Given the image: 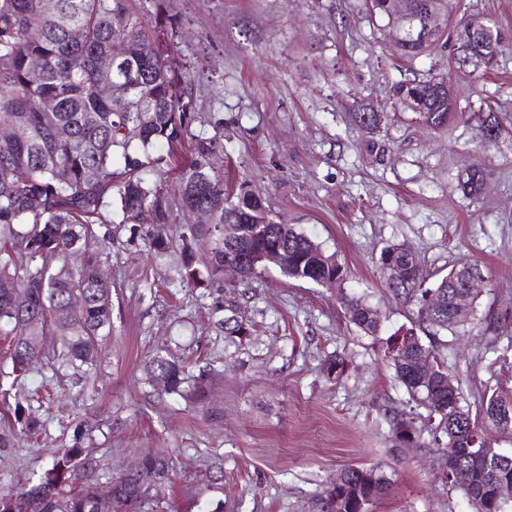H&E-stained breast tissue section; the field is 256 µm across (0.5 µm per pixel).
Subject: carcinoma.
<instances>
[{
	"label": "carcinoma",
	"mask_w": 512,
	"mask_h": 512,
	"mask_svg": "<svg viewBox=\"0 0 512 512\" xmlns=\"http://www.w3.org/2000/svg\"><path fill=\"white\" fill-rule=\"evenodd\" d=\"M47 0H0V126L17 133L0 140V325L11 326L9 349L12 370L23 375L43 356L47 335L60 338V356L68 364L92 366L101 337L112 333V290L95 254L89 251L96 238L94 226L121 224H171L172 203L162 182L178 171L184 213L209 212L215 232L214 246L204 264L208 280L224 274V257L241 254L240 240L252 235L250 224L266 220L267 208L259 191L247 181L224 189V177L211 165L224 151L222 135L201 137L193 132L197 121L191 80L173 69L167 52L175 20L156 12L154 22L133 6L135 0H55L57 9H46ZM80 39L70 37V28ZM437 27L421 38L407 30L397 41L406 57L422 54L439 41ZM115 59L113 92L98 89L101 56ZM489 52L478 51L455 59L460 68L491 66ZM40 61L35 67L32 62ZM430 80H408L392 86L391 97L433 128H441L457 110L453 96L431 92ZM56 109H42L45 99ZM464 194L474 196L482 187L480 164L474 163L460 179ZM268 221V220H266ZM270 230L288 253L304 260L287 273L309 280V265L317 261L314 242L289 224L268 221ZM184 280L201 277L190 244L182 247ZM401 262L403 275L391 285L396 296L416 306L417 316L439 330L460 324L452 319L454 301L469 295L464 288L468 269L481 274L478 264L461 261L433 287L422 275L408 271L415 259L405 244L383 248L378 262ZM83 296L84 307L70 314L73 293ZM31 322L26 333L18 326ZM352 323L374 338L381 351L393 336H379L380 323L364 304ZM396 377L410 399L429 410L430 434L443 433L448 442L444 456L468 468L471 483L461 484L474 512H512V499L498 498L500 485L512 483V454L497 449L495 434L512 435V389L499 384L482 401V417L462 405L460 388L448 390V371L434 362L436 378L420 383L409 365L389 358ZM348 370L338 355L325 360L327 378L339 381ZM150 377L172 393L191 384L188 367L156 356L147 364ZM19 434L35 439L43 430L38 419L14 411ZM398 440L414 443L423 430L413 422L397 420ZM484 437L485 447L495 449L491 461L473 454L458 442L470 434ZM50 463L39 482L28 489L0 492V512H27L31 500L40 501V512H143L152 483L169 479V462L163 453L142 457L141 471L108 478L111 500L100 503L98 463L92 449L72 446L49 451ZM366 468L347 466L345 485L333 502L318 498V512H370L389 489L390 479L375 468L377 479L364 478Z\"/></svg>",
	"instance_id": "1"
}]
</instances>
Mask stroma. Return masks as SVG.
Segmentation results:
<instances>
[{"label": "stroma", "instance_id": "1", "mask_svg": "<svg viewBox=\"0 0 512 512\" xmlns=\"http://www.w3.org/2000/svg\"><path fill=\"white\" fill-rule=\"evenodd\" d=\"M163 5L180 22L169 59L191 76L194 131L224 138L213 166L226 185L251 181L274 221L335 255L344 279L326 287L272 269L189 285L182 237L208 217L114 225L111 242L92 246L112 282V334L93 370L61 367L59 339L49 336L43 359L15 376L0 335V386L45 424L29 445L0 418V488L37 481L48 449L71 447L81 429L106 477L145 454H168L171 479L150 491L144 512H314L349 465L379 466L392 480L372 512H472L431 436L396 439L394 418L420 427L427 411L347 305L376 310L382 336L413 330L469 408L512 372V134L482 136L488 114L512 119V0H458V14L486 16L502 34L486 72L456 71L452 36L401 56L394 23L366 0ZM442 74L462 109L443 128L391 104L396 82ZM364 104L387 114L372 135L353 119ZM371 137L377 150L367 147ZM475 162L483 185L472 197L459 179ZM158 238L168 244L160 255L151 249ZM391 244L410 246L430 282L459 261L478 263L479 325L438 332L394 299L378 264ZM237 324L246 334L231 333ZM501 351L506 361H497ZM158 355L185 360L198 384L165 392L145 369ZM334 355L350 362L337 383L322 370Z\"/></svg>", "mask_w": 512, "mask_h": 512}]
</instances>
